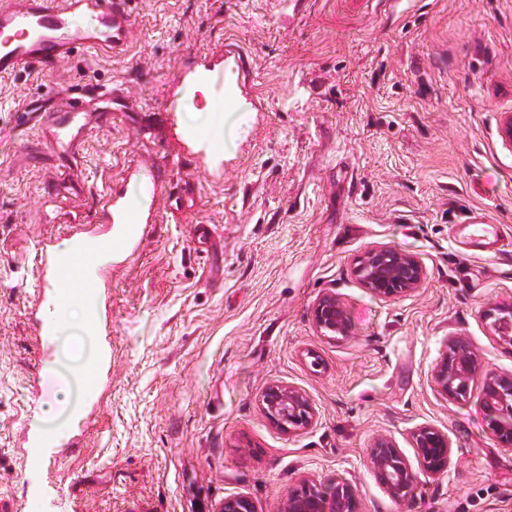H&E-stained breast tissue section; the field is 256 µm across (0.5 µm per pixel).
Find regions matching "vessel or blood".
<instances>
[{"label": "vessel or blood", "instance_id": "vessel-or-blood-1", "mask_svg": "<svg viewBox=\"0 0 512 512\" xmlns=\"http://www.w3.org/2000/svg\"><path fill=\"white\" fill-rule=\"evenodd\" d=\"M132 0H0V77L50 74L79 53L120 55L134 31ZM127 96L106 85H90L67 96L48 111L27 104L23 110L39 131L40 152L70 156L96 129L102 114L129 111ZM130 233L113 234L111 226L69 228L75 246L61 256L56 238L39 241L35 250L40 287L50 289L52 304L95 297L88 330L108 333V310L99 300L106 274L104 254L124 253L145 240L136 211L122 217Z\"/></svg>", "mask_w": 512, "mask_h": 512}]
</instances>
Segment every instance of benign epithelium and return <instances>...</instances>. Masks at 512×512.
Masks as SVG:
<instances>
[{
	"label": "benign epithelium",
	"mask_w": 512,
	"mask_h": 512,
	"mask_svg": "<svg viewBox=\"0 0 512 512\" xmlns=\"http://www.w3.org/2000/svg\"><path fill=\"white\" fill-rule=\"evenodd\" d=\"M497 135L503 145L512 148L511 112L502 113ZM352 275L372 296L391 301L419 290L427 272L416 253L391 243H379L365 250L352 268ZM312 319L328 339L351 332L346 305L334 293L316 301ZM483 319L492 335L512 344V301L488 304ZM431 380L438 393L456 403L466 400L473 385L480 384V404L489 433L502 446L512 447V374L482 369L475 347L463 337L451 336L431 369ZM260 405L268 420L286 433L306 430L316 420L311 399L295 386L269 384L262 392ZM411 439L422 472L432 476L447 472L452 450L443 431L421 426L412 432ZM368 463L377 482L393 499L406 501L414 497L418 475L391 439L380 436L373 441ZM219 512H255V507L248 496L232 495L224 498ZM282 512H360V507L357 491L350 483L338 479L323 486L304 479L288 494Z\"/></svg>",
	"instance_id": "obj_1"
}]
</instances>
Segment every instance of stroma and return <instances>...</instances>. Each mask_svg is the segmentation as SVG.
<instances>
[{
    "mask_svg": "<svg viewBox=\"0 0 512 512\" xmlns=\"http://www.w3.org/2000/svg\"><path fill=\"white\" fill-rule=\"evenodd\" d=\"M125 56H75L52 75L0 79V501L10 512H218L244 494L282 512L303 479L342 478L361 512H512V449L489 434L480 387L462 403L434 388L451 336L484 369L512 374V345L482 313L512 300V0H135ZM253 112L230 157L213 160L184 128L203 100L181 81L228 62ZM128 86L131 112L94 130L77 169L24 153L37 130L20 102L54 105L85 84ZM152 197L147 239L114 261L111 365L102 395L62 411L56 444L23 442L65 387L60 336L36 335L32 247L64 224H99L84 188ZM485 216L482 227L469 222ZM215 226L201 240L196 225ZM383 242L418 254L427 280L384 302L353 278ZM326 293L352 332L312 321ZM315 350L320 367L306 355ZM303 389L317 417L299 433L260 406L267 385ZM445 432L444 475L419 474L393 499L371 473L386 436L414 459L412 431Z\"/></svg>",
    "mask_w": 512,
    "mask_h": 512,
    "instance_id": "35a3bbf8",
    "label": "stroma"
}]
</instances>
